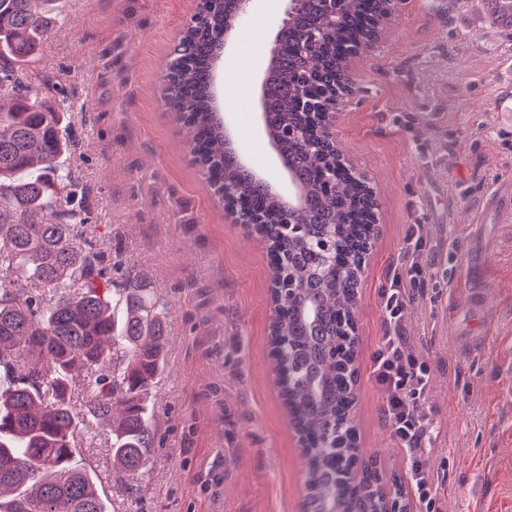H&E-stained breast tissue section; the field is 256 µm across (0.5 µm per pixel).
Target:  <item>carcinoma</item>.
Segmentation results:
<instances>
[{"label":"carcinoma","instance_id":"carcinoma-1","mask_svg":"<svg viewBox=\"0 0 512 512\" xmlns=\"http://www.w3.org/2000/svg\"><path fill=\"white\" fill-rule=\"evenodd\" d=\"M486 2L496 23L512 27V0ZM53 6L0 0V88H11L0 93V512H109L75 458L78 415L60 387L82 386L86 413L112 430L113 465L126 476L142 474L152 445L148 391L163 364L167 325L136 280L113 287L98 256L76 242L73 227L84 218L68 208L70 176L57 165L67 147L63 120L27 100L13 68L33 58ZM214 8L219 28L233 25L224 0H202L200 12ZM322 11V0H299L265 86L272 131L301 130L280 140V152L302 202L292 206L270 191L224 139L210 91L219 50L210 26L181 32L167 63L164 103L188 126L195 162L215 192L262 219L259 232L278 261L279 280L295 283L292 299L274 295L268 346L279 395L304 440L305 512H379L376 471L365 470L355 484L347 475L353 444L338 452L323 447L354 402V309L375 236V201L331 145L315 147L308 133L358 39L382 24L385 0H345L332 22ZM330 169L336 181L326 190ZM285 210L301 236L279 223ZM324 239L333 251L320 249ZM75 273L78 295L49 305L11 288L24 280L56 291ZM115 299L123 307L119 325ZM20 356L18 375L10 360Z\"/></svg>","mask_w":512,"mask_h":512}]
</instances>
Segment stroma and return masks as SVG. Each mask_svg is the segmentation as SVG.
Listing matches in <instances>:
<instances>
[{
    "instance_id": "35a3bbf8",
    "label": "stroma",
    "mask_w": 512,
    "mask_h": 512,
    "mask_svg": "<svg viewBox=\"0 0 512 512\" xmlns=\"http://www.w3.org/2000/svg\"><path fill=\"white\" fill-rule=\"evenodd\" d=\"M195 0H57L22 79L31 102L63 115L73 233L131 275L166 319L168 347L148 396L154 443L145 472L112 471L109 428L86 419L78 456L101 480L110 512H302L303 460L267 354V246L224 210L191 162L184 128L161 98L168 55ZM285 0H253L216 66L251 102L220 111L253 130L240 156L289 193L259 127L260 73ZM484 0H403L381 38L352 63L333 135L376 195L378 236L359 290L355 425L361 463L400 477L408 512H512V216L484 211L512 174V127L499 122L512 78V29L486 22ZM483 214V231L467 226ZM424 227L423 263L408 283L409 346L431 369L432 421L421 500L369 378L387 325L381 293L409 225ZM485 258L469 303L464 273Z\"/></svg>"
}]
</instances>
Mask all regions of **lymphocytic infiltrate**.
Here are the masks:
<instances>
[{"label":"lymphocytic infiltrate","instance_id":"obj_1","mask_svg":"<svg viewBox=\"0 0 512 512\" xmlns=\"http://www.w3.org/2000/svg\"><path fill=\"white\" fill-rule=\"evenodd\" d=\"M406 285L402 273H393L384 293L387 330L370 365V378L386 396L384 420L392 437L408 455L409 477L419 498H427L430 483L423 456L430 442L429 418L420 399L427 392L431 373L407 348L403 312Z\"/></svg>","mask_w":512,"mask_h":512}]
</instances>
